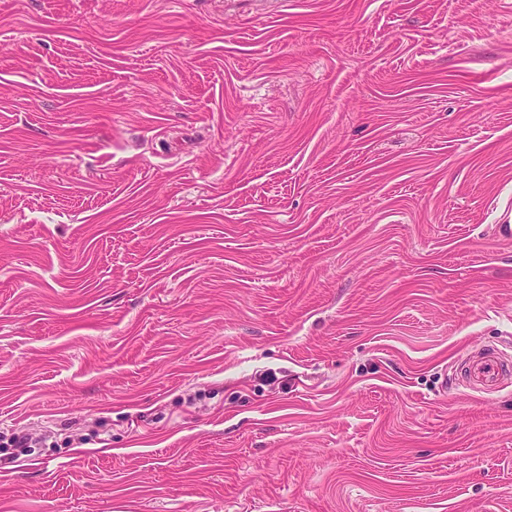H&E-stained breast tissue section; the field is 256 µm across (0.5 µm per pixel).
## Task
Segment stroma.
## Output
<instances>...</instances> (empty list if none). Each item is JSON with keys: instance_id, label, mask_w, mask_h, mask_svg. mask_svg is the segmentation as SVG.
<instances>
[{"instance_id": "35a3bbf8", "label": "stroma", "mask_w": 512, "mask_h": 512, "mask_svg": "<svg viewBox=\"0 0 512 512\" xmlns=\"http://www.w3.org/2000/svg\"><path fill=\"white\" fill-rule=\"evenodd\" d=\"M512 0H0V512H512ZM467 368L465 383L486 392L497 390L511 376L510 364L494 348L471 356Z\"/></svg>"}]
</instances>
